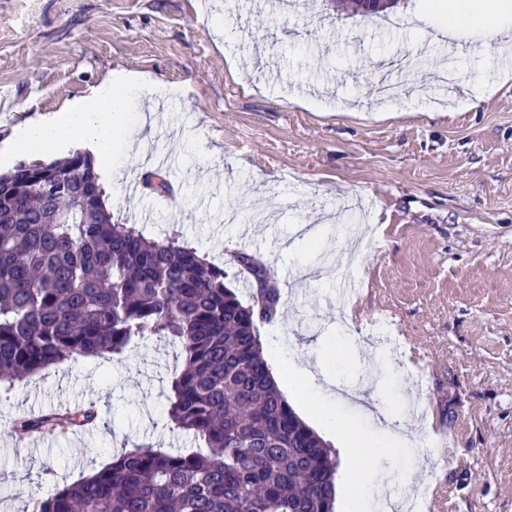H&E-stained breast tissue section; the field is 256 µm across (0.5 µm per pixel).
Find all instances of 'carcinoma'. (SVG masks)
Returning a JSON list of instances; mask_svg holds the SVG:
<instances>
[{
    "label": "carcinoma",
    "mask_w": 512,
    "mask_h": 512,
    "mask_svg": "<svg viewBox=\"0 0 512 512\" xmlns=\"http://www.w3.org/2000/svg\"><path fill=\"white\" fill-rule=\"evenodd\" d=\"M102 198L82 152L0 173V386L168 337L184 356L168 419L203 449L136 445L40 498L36 512H335L336 449L299 418L263 357L260 326L281 309L274 269L234 254L256 284L245 302L224 266L114 223ZM97 419L90 403L19 418L12 432Z\"/></svg>",
    "instance_id": "cac0c4a2"
}]
</instances>
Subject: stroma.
<instances>
[{
  "instance_id": "obj_1",
  "label": "stroma",
  "mask_w": 512,
  "mask_h": 512,
  "mask_svg": "<svg viewBox=\"0 0 512 512\" xmlns=\"http://www.w3.org/2000/svg\"><path fill=\"white\" fill-rule=\"evenodd\" d=\"M269 16L266 0L229 10L224 0H0V145L32 112L61 111L112 72L171 88L128 114L133 131L142 113L161 117L146 155L112 150L114 222L178 235L217 264L236 250L267 257L285 308L260 328L264 356L287 352L278 377L299 411V371L323 360L345 308L343 257L360 251L365 316L342 324L338 380L388 367L374 404L421 405L413 430L431 458L426 483L445 490L440 512H512V65L498 47L512 29L496 43L472 31L461 53L427 38L439 21L432 0H404L397 27L336 14L328 0H288L278 23ZM405 53L423 64L393 73L399 99L383 101L377 67ZM452 59L474 103L462 112L433 90ZM161 161L164 195L143 185ZM303 224L327 241L325 273L314 270L321 253L293 243ZM382 308L398 328L397 359L366 326ZM181 366L178 345L151 336L0 389V512H34L41 494L137 444L198 447L166 414ZM88 403L100 419L87 429L49 427L33 440L10 431L18 417ZM335 406L395 451L364 490L365 512H379L382 488L405 480L407 450L354 399ZM442 448L454 471L439 463Z\"/></svg>"
}]
</instances>
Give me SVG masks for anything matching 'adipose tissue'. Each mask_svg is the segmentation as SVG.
Returning <instances> with one entry per match:
<instances>
[{
    "label": "adipose tissue",
    "instance_id": "1",
    "mask_svg": "<svg viewBox=\"0 0 512 512\" xmlns=\"http://www.w3.org/2000/svg\"><path fill=\"white\" fill-rule=\"evenodd\" d=\"M474 27L486 38L496 39L504 29L512 27V8L495 6L494 15L489 18L483 14L478 0H449L444 32L453 37ZM153 87L152 80L139 75L124 74L105 80L92 88L81 104L19 127L1 152L8 157L18 151L49 156L68 148L83 149L92 154L97 171L111 173L112 140L125 131L131 106ZM344 435L347 469L343 505L346 512H362V490L370 479V464L388 456L390 450L383 442L365 438L351 429L345 430Z\"/></svg>",
    "mask_w": 512,
    "mask_h": 512
}]
</instances>
